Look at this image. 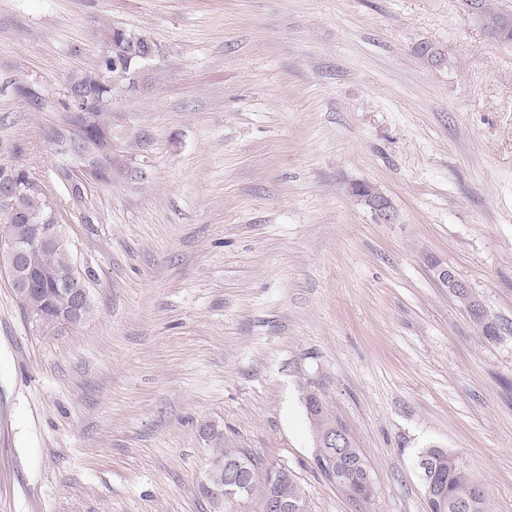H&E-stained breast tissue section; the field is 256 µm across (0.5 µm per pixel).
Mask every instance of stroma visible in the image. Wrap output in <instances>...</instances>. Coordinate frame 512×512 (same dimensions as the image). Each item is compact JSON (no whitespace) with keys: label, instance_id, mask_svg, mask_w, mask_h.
<instances>
[{"label":"stroma","instance_id":"35a3bbf8","mask_svg":"<svg viewBox=\"0 0 512 512\" xmlns=\"http://www.w3.org/2000/svg\"><path fill=\"white\" fill-rule=\"evenodd\" d=\"M110 27L162 57L114 96L133 175L77 207L46 131ZM0 163L55 204L92 305L41 331L0 274V512H214L219 443L357 512L312 466L308 391L370 464L367 512H428L430 446L512 512V44L459 0H0ZM352 195L369 208L374 219L380 224H392L396 212L389 198L374 184L364 183L352 190ZM431 268L436 281L444 288H448V292L452 293L454 290H463V295L468 305H472L471 307L475 308L481 307V304L473 296L468 283L459 277L453 268L440 262H434ZM453 296L464 307L474 324H476L487 337L497 338L503 330H509L507 327H502L497 321L491 319L485 310L480 314H473L460 294L455 293Z\"/></svg>","mask_w":512,"mask_h":512}]
</instances>
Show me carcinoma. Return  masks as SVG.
<instances>
[{
	"label": "carcinoma",
	"mask_w": 512,
	"mask_h": 512,
	"mask_svg": "<svg viewBox=\"0 0 512 512\" xmlns=\"http://www.w3.org/2000/svg\"><path fill=\"white\" fill-rule=\"evenodd\" d=\"M504 14L505 10L487 3L482 12L478 13V18L491 38L512 43V24L502 23ZM133 35L143 41H151L149 36L141 32L111 28L106 32L105 52L109 58H99L93 66L71 75L67 81L66 91H81L93 97L94 115L107 127L110 126L112 119L114 93L118 92L125 82L131 81V73L137 67V63L130 58L129 39ZM48 137L55 148V153L60 157L57 167L59 180L66 187L72 203L84 202L87 188L79 179L78 173L82 167L98 164L97 146L93 145L87 149L74 140L69 142L56 127L49 129ZM3 181L15 185L9 202L0 203V223L8 225L9 237L24 242L28 238V225L59 223L57 209L43 187L26 170L13 165H0V183ZM30 263L34 266L36 274L33 292L43 303V314L37 318L30 315L28 319L43 330H56L62 327V322L49 312L51 299L57 293V289L63 287V279L80 273L72 259L70 246L63 232H58L55 242L33 249ZM470 318L489 338H497L501 332L507 330V327L491 319L485 311L480 314L472 313ZM241 457L256 459V456L242 448H220L212 462L219 466ZM421 457L429 464L442 494L440 500L432 497L428 499L429 512H454L455 503L468 499L474 500L473 512H490L486 490L475 494L479 482L457 453L431 447L424 449ZM327 461L328 458L322 452L313 457L315 468L325 479L338 486L350 484L357 488L361 497L352 498L353 502L360 506L372 503L375 488L364 485L367 476L370 475V467L358 446L348 449V459H335L332 467L328 466ZM273 490L288 501L306 499V494L295 478L290 477L271 485L264 476V469H259V474L251 486L250 496L261 504Z\"/></svg>",
	"instance_id": "carcinoma-1"
}]
</instances>
